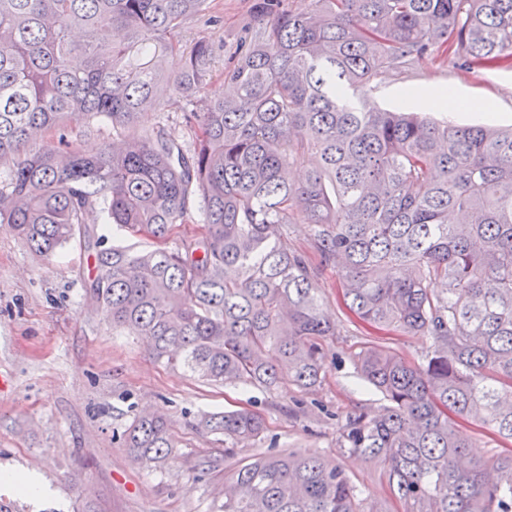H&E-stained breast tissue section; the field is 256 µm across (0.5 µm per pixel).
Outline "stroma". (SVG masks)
<instances>
[{"instance_id": "35a3bbf8", "label": "stroma", "mask_w": 512, "mask_h": 512, "mask_svg": "<svg viewBox=\"0 0 512 512\" xmlns=\"http://www.w3.org/2000/svg\"><path fill=\"white\" fill-rule=\"evenodd\" d=\"M437 84L462 99L492 100L493 123L512 125V66L466 69L437 62L381 80L372 99L380 107H395L400 91ZM115 245L133 251L152 247L150 240L96 222L83 225L80 238L44 258L0 224V377L5 380L0 471H35L49 488L32 500L0 484V499L17 501L25 512H210L224 475L197 462L217 453L218 446L189 427L188 416L252 409L263 415L266 430L239 458L272 442L305 449L341 465L381 512H404L384 464L341 449L340 429L351 414H375L385 405L382 395L361 381L356 355L375 342L418 365L431 349L430 337L368 334L349 317L329 268L316 279L322 309L336 325L335 335L323 343L321 382L309 390L289 382L270 391L212 386L157 363L144 339L105 321L85 288L97 274V252ZM132 403L162 411L172 424L178 449L163 468L134 464L112 437L128 423ZM460 430L473 442L471 459L489 461L512 452V441L493 435L482 420L462 423Z\"/></svg>"}]
</instances>
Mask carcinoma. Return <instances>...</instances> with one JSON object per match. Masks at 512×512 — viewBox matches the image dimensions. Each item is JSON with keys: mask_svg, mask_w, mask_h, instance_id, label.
<instances>
[{"mask_svg": "<svg viewBox=\"0 0 512 512\" xmlns=\"http://www.w3.org/2000/svg\"><path fill=\"white\" fill-rule=\"evenodd\" d=\"M210 0H0V224L52 256L97 213L153 240L96 254L87 293L112 328L208 382L310 388L324 372L315 269L288 246L309 224L348 311L375 333L424 334L423 365L367 347L361 379L387 401L350 417L341 447L378 458L405 512H512V453L465 465L457 418L482 415L512 440V126L458 124L440 106L385 110L373 82L449 58L512 61V0H253L216 68ZM80 30L82 40L71 33ZM219 78L227 93L202 96ZM192 142L143 131L176 101ZM106 118L112 142L84 153L71 133ZM308 165L300 184L284 171ZM203 224L172 249L179 224ZM443 284L439 291L432 288ZM191 427L224 457L264 432L256 412ZM132 462L176 449L161 413L112 435ZM213 512H381L338 465L271 448L224 469Z\"/></svg>", "mask_w": 512, "mask_h": 512, "instance_id": "1", "label": "carcinoma"}]
</instances>
